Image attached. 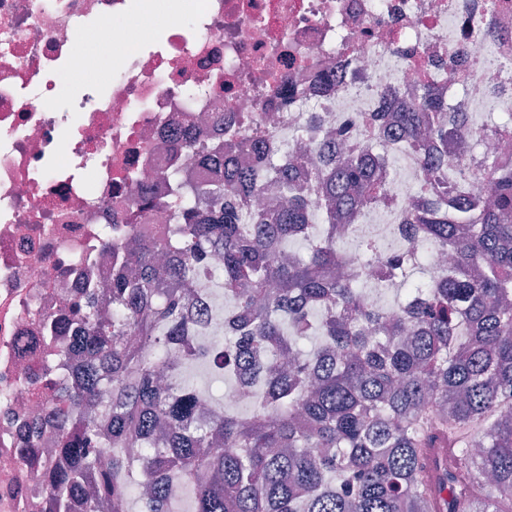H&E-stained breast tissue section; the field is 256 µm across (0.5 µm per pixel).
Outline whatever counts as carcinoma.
Returning a JSON list of instances; mask_svg holds the SVG:
<instances>
[{
    "instance_id": "carcinoma-1",
    "label": "carcinoma",
    "mask_w": 512,
    "mask_h": 512,
    "mask_svg": "<svg viewBox=\"0 0 512 512\" xmlns=\"http://www.w3.org/2000/svg\"><path fill=\"white\" fill-rule=\"evenodd\" d=\"M391 128L437 178L448 177V140L468 156V124L430 87ZM372 152L357 161L325 146L306 173L302 163L235 162L202 220L170 174L174 227L128 253L106 296L112 317L94 285L70 305L83 357L74 373H52L61 405L47 422L65 460L48 474L53 512L75 499L97 512L102 495L125 512H173L174 483L190 512H512V167H485L486 209L459 197L451 211L428 201L411 213L423 249L452 262L421 288L404 278L416 252L391 256L406 298L389 315L360 288L378 240L360 241L352 274H335L345 265L339 222L359 219L378 189ZM303 179L324 201L320 242L273 262L313 228ZM262 181L285 201L247 227L239 206ZM215 253L234 335L213 343L223 350L214 373L250 384L261 401L198 422L189 385L162 387L157 373L182 374L173 341L202 320L188 302ZM312 331L320 339L306 352L298 341ZM134 338L156 348V362L141 359Z\"/></svg>"
}]
</instances>
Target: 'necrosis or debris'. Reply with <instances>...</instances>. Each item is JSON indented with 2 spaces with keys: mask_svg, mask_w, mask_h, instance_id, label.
I'll list each match as a JSON object with an SVG mask.
<instances>
[{
  "mask_svg": "<svg viewBox=\"0 0 512 512\" xmlns=\"http://www.w3.org/2000/svg\"><path fill=\"white\" fill-rule=\"evenodd\" d=\"M105 47L106 87L70 94ZM426 85L468 119L511 115L512 0H182L163 23L150 0H0V512H49L42 469L16 454L56 404L41 371L58 351L80 357L68 300L111 282L138 238L172 228L171 172L212 187L220 137L239 158L263 138L283 161L327 128L345 130L346 150L385 143L370 113L395 114ZM314 114L324 129H310ZM402 158L381 166L365 216L398 248L437 191L412 152ZM222 270L212 256L197 281L210 318L175 343L182 363L212 366L198 346L227 331ZM193 392L201 421L258 399L237 381L218 399Z\"/></svg>",
  "mask_w": 512,
  "mask_h": 512,
  "instance_id": "obj_1",
  "label": "necrosis or debris"
}]
</instances>
